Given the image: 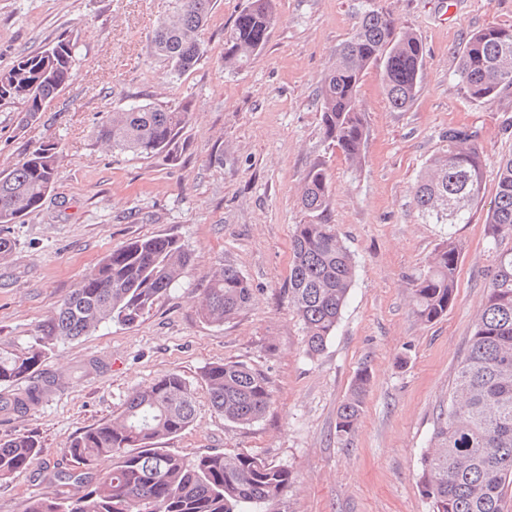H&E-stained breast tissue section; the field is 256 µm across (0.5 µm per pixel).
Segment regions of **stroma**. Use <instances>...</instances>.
Wrapping results in <instances>:
<instances>
[{
  "instance_id": "stroma-1",
  "label": "stroma",
  "mask_w": 512,
  "mask_h": 512,
  "mask_svg": "<svg viewBox=\"0 0 512 512\" xmlns=\"http://www.w3.org/2000/svg\"><path fill=\"white\" fill-rule=\"evenodd\" d=\"M425 50L420 92L390 108L380 66L359 90L369 137L350 166L323 138L319 87L367 0H277L278 21L260 56L224 67V29L246 0H212L199 38L206 56L175 75L151 40L171 0H0V68L63 33L76 44L71 76L45 112L29 117L0 102V170L51 141L61 167L41 207L0 228V352L27 347L43 321L110 251L173 236L188 247L184 276L142 320L106 323L47 350L51 392L29 413L0 412V440L25 433L41 453L0 481V512L55 491L71 467L65 450L112 420L129 396L168 372L196 398L192 424L166 446L192 457L248 452L291 470L294 482L263 512H432L419 484L459 361L493 268L485 216L502 157L512 154V88L491 103L468 99L456 71L472 33L512 26V0H377ZM132 103L188 105L175 150L150 158L112 150L96 128ZM476 130L485 185L471 223L427 224L412 188L444 146L448 127ZM331 177L329 219L355 260V278L334 336L314 357L288 302L290 239L304 219L299 198L313 165ZM462 245L456 300L432 323L411 312L410 280L438 244ZM230 264L249 278L252 304L224 325L205 323L199 301L212 271ZM243 362L265 373L272 400L257 422L224 421L202 372ZM371 383L360 421L337 437L336 411L359 368Z\"/></svg>"
}]
</instances>
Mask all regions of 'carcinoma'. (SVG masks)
<instances>
[{
  "label": "carcinoma",
  "mask_w": 512,
  "mask_h": 512,
  "mask_svg": "<svg viewBox=\"0 0 512 512\" xmlns=\"http://www.w3.org/2000/svg\"><path fill=\"white\" fill-rule=\"evenodd\" d=\"M211 0H173L158 24L154 52L174 73L193 69L206 54L197 31L208 19ZM278 20L277 0H247L224 29V66L239 68L263 50ZM383 64L389 105L407 110L419 91L425 62L422 41L397 28L383 7L363 12L352 35L335 52L320 90L323 137L353 166L364 161L369 129L359 105L365 71ZM75 63L74 43L61 36L34 55H23L0 70V101H19L29 116L46 110L66 84ZM457 77L468 97L491 103L512 87V28L490 26L474 32L460 59ZM191 120L187 106L160 108L133 104L114 112L96 130L114 150L153 156L170 153ZM446 148L430 158L415 183L413 204L427 224H468L483 189L485 164L477 132L450 127ZM60 155L48 142L0 172V226L14 224L39 208L52 191ZM485 235L495 252L487 293L468 348L460 360L448 409L440 413L430 446L421 459L420 484L432 512H507L512 486V155L500 161ZM307 220L294 225L288 298L303 324L305 353L322 352L334 335L353 286L355 262L328 219L329 178L324 164L309 171L300 196ZM461 248L453 233L430 257L427 269L412 280L413 314L424 322L442 318L457 292ZM191 262L174 237H146L108 253L65 297L33 345L0 353V385L9 386L40 370L46 348L86 336L101 324H132L184 275ZM254 289L237 268L224 265L204 288L200 316L222 325L251 305ZM209 401L224 420L250 425L271 404L267 376L240 362L214 363L202 372ZM370 383L360 369L336 411V435L357 427ZM52 384L34 385L23 397L0 402V410L26 412L38 406ZM195 414L190 386L177 373L159 376L135 391L112 421L89 429L70 442L65 454L82 470L54 474L60 490L32 497L24 512H244L280 498L293 484L285 466L247 452L227 457L208 452L188 459L160 447L185 431ZM32 437L0 440V479L26 470L38 455Z\"/></svg>",
  "instance_id": "obj_1"
}]
</instances>
